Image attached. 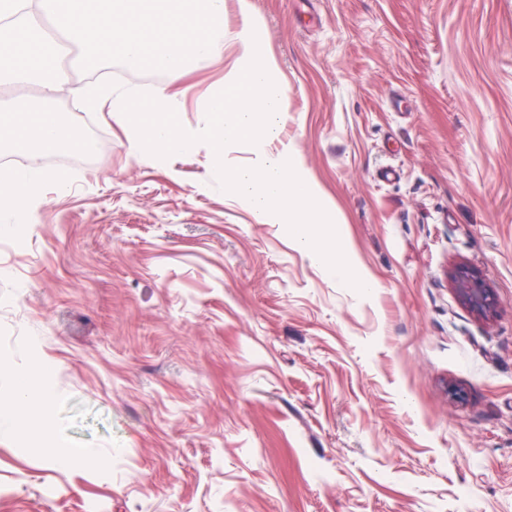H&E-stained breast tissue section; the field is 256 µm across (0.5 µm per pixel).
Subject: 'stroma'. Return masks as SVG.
I'll return each mask as SVG.
<instances>
[{"instance_id":"obj_1","label":"stroma","mask_w":512,"mask_h":512,"mask_svg":"<svg viewBox=\"0 0 512 512\" xmlns=\"http://www.w3.org/2000/svg\"><path fill=\"white\" fill-rule=\"evenodd\" d=\"M247 19L288 90L280 139L376 290L257 223L208 144L161 160L59 97L97 150L54 152L69 181L0 248V392L16 368L55 391L51 423L0 436V512H512V0H226L185 130ZM453 279L462 302L472 314L483 319L494 315L497 305L495 293L478 269L458 266ZM51 463L64 464L72 468H84L96 462L95 454L89 448H46Z\"/></svg>"}]
</instances>
